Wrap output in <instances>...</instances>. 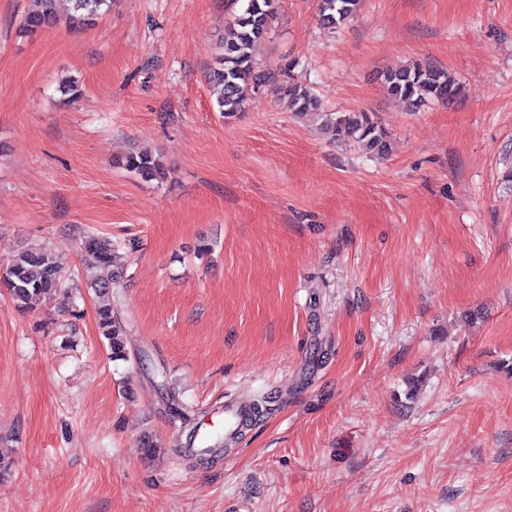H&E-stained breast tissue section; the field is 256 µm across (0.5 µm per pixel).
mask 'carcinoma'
I'll return each mask as SVG.
<instances>
[{
	"mask_svg": "<svg viewBox=\"0 0 512 512\" xmlns=\"http://www.w3.org/2000/svg\"><path fill=\"white\" fill-rule=\"evenodd\" d=\"M69 2L72 3L68 17L71 26L87 25L98 15L112 10V0ZM55 4L56 0H34V8L24 18L25 31L35 33L57 25ZM361 6L362 0H318V16L324 27L339 29L357 15ZM275 12L276 0H245L241 12L224 29L218 67L213 69L210 80L219 89L217 103L226 118L241 112L250 93L261 84L276 81V73L256 70L253 57V49L268 33ZM383 82L391 96L410 108L429 101L448 103L459 94L458 83L429 63L388 71L383 74ZM285 89L295 114L320 117L325 129L333 132V139L343 137L370 153L382 155L388 151L389 136L369 113L325 112L322 100L312 88L296 80L288 82ZM123 166L145 180L165 177L161 163L147 153L127 155ZM82 250L91 273L88 286L99 299L96 314L102 336L107 340L109 358L123 360L126 357L124 327L112 315L113 288L121 279V272L116 270L118 246L88 235ZM61 284L59 266L52 253L44 249L24 251L0 274V291L6 292L19 307L33 299L56 294Z\"/></svg>",
	"mask_w": 512,
	"mask_h": 512,
	"instance_id": "obj_1",
	"label": "carcinoma"
}]
</instances>
